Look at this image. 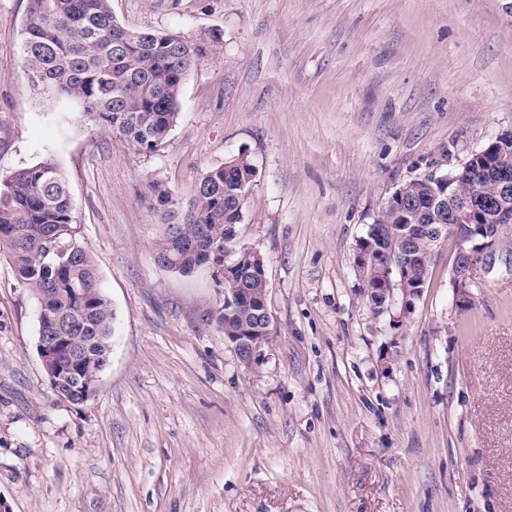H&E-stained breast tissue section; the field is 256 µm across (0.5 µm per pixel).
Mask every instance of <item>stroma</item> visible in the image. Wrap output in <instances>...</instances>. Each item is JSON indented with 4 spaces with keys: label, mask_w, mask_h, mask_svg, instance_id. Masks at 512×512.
Instances as JSON below:
<instances>
[{
    "label": "stroma",
    "mask_w": 512,
    "mask_h": 512,
    "mask_svg": "<svg viewBox=\"0 0 512 512\" xmlns=\"http://www.w3.org/2000/svg\"><path fill=\"white\" fill-rule=\"evenodd\" d=\"M27 6L0 0V174L54 155L115 319L95 396L59 399L0 256L6 512H512V234L465 305L439 244L399 327L355 271L396 188L512 132V0H110L132 30L222 34L152 153L30 92ZM239 154L274 327L251 367L210 271L157 263L148 190L188 200Z\"/></svg>",
    "instance_id": "1"
}]
</instances>
